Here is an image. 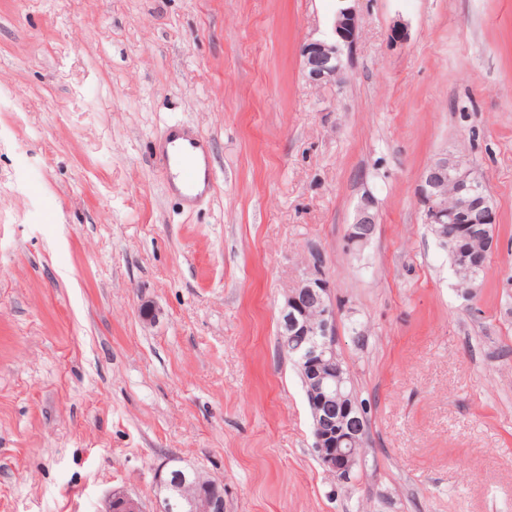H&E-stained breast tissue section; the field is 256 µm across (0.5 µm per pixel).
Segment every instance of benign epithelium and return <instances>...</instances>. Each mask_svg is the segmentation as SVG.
<instances>
[{
    "label": "benign epithelium",
    "instance_id": "obj_1",
    "mask_svg": "<svg viewBox=\"0 0 512 512\" xmlns=\"http://www.w3.org/2000/svg\"><path fill=\"white\" fill-rule=\"evenodd\" d=\"M335 39L303 44L301 55L308 79L316 84L333 82L344 71V52L351 51L359 34L358 18L350 7L341 6L334 20ZM423 221L431 226L439 241L457 238L452 224L461 225L469 238H482L486 252L497 247V240L485 235V226L497 224L486 181L472 164L454 155L443 154L423 171L419 185ZM377 213L372 198L360 202L349 244L362 246L371 238ZM277 335L281 348L292 357L304 374V389L312 417L313 451L330 478L347 484L363 459L367 440L368 416L353 400L347 383L348 366L336 362V307L331 285L320 257L309 264L304 276L287 290L279 310ZM195 482L204 487L198 494L187 492L186 479L175 467H161L156 476L158 493L152 512H171L176 501L183 512H224L223 483L191 467ZM104 512H146L140 498L115 490Z\"/></svg>",
    "mask_w": 512,
    "mask_h": 512
}]
</instances>
